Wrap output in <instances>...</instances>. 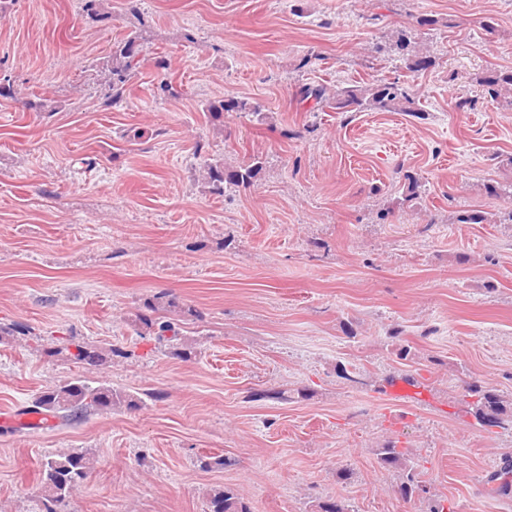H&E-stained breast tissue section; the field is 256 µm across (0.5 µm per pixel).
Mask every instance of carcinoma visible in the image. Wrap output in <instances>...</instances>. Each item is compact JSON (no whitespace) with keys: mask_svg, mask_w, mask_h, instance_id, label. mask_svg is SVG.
<instances>
[{"mask_svg":"<svg viewBox=\"0 0 512 512\" xmlns=\"http://www.w3.org/2000/svg\"><path fill=\"white\" fill-rule=\"evenodd\" d=\"M144 52V42L136 30L112 44V52L101 62V70L108 76V93L105 104L114 106L126 99L131 80L138 74L140 57ZM406 69L418 74L433 68L435 57L424 49L413 50L404 57ZM492 98H503L512 106V71H496L480 80ZM312 99L318 104L341 112H406L410 116L420 117L421 109L415 107V98L407 86L397 81L374 80L372 82L351 85L304 86L300 90V100ZM202 111L217 122L224 121V115L230 112H243L263 120L259 105L246 98L226 96L208 101L202 105ZM263 169L260 158H253L248 164L229 165L222 159L204 158L199 163V175L207 185L209 192L224 194L227 186L249 187L254 184ZM145 311L136 315V322L148 334L159 340L178 341L174 355L182 359L191 358L194 346L182 336L180 323L200 317L194 309H177L174 299L162 293L144 303ZM171 312L174 317L158 315L159 311ZM70 360L79 365L105 368L112 358L123 356L115 348H104L85 342H73L65 347ZM465 396L472 398L471 406L476 419L482 426L497 427L512 431V405L505 404L502 395L491 386L476 381L464 386ZM144 404L141 397L116 390L100 381L84 375H76L54 384L42 391L32 404L22 413H40L51 419L59 418L65 422L75 421L88 412L97 410L110 412L116 407L136 410ZM377 459L384 468L399 470L398 491L402 498L411 500L430 494L420 480L419 460L407 448H399L387 440L377 449ZM232 465V460L224 456L198 457L197 466L202 471L224 468ZM94 466V457L84 451H70L47 456L41 461V483L43 487L41 512H57V507L66 503L75 489L84 481ZM512 459L503 462L500 470L491 475V479L501 481L499 491L506 495L512 483ZM208 512H250V508L228 487L216 488L208 494Z\"/></svg>","mask_w":512,"mask_h":512,"instance_id":"obj_1","label":"carcinoma"}]
</instances>
